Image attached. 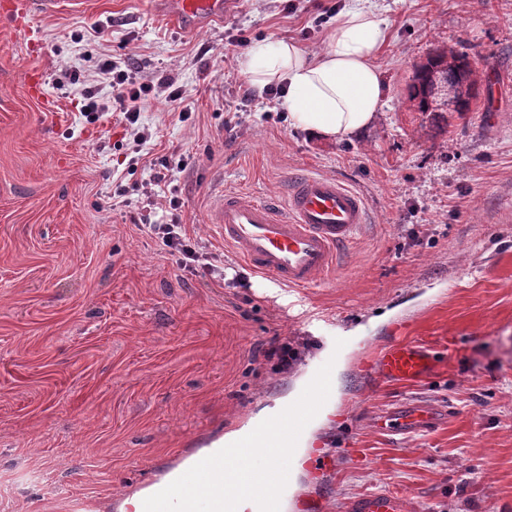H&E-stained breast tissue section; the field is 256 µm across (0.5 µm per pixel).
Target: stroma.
Instances as JSON below:
<instances>
[{"instance_id":"1","label":"stroma","mask_w":512,"mask_h":512,"mask_svg":"<svg viewBox=\"0 0 512 512\" xmlns=\"http://www.w3.org/2000/svg\"><path fill=\"white\" fill-rule=\"evenodd\" d=\"M347 0H238L219 22L173 27L159 0H82L0 19V512H115L185 449L291 403L324 348L334 408L310 428L337 467L331 512L399 492L411 512H512V0H368L386 25V85L372 125L342 142L292 126L281 97L256 96L241 57L260 43L325 49ZM469 55L488 95L471 112L411 111L413 67L434 49ZM137 81L174 79L180 103L150 93L144 151L115 117L81 113L83 90L112 86L99 61ZM38 74L43 98L26 90ZM166 158L191 239L228 253L207 223L221 196L284 202L292 174L332 176L363 195L368 221L331 285L248 286L178 267L120 192ZM426 343L435 368L394 383L363 367L393 336ZM291 339L298 361L264 352ZM425 402L442 419L391 434L377 414Z\"/></svg>"}]
</instances>
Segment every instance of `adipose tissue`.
Returning <instances> with one entry per match:
<instances>
[{
  "label": "adipose tissue",
  "instance_id": "adipose-tissue-1",
  "mask_svg": "<svg viewBox=\"0 0 512 512\" xmlns=\"http://www.w3.org/2000/svg\"><path fill=\"white\" fill-rule=\"evenodd\" d=\"M385 39L379 15L356 4L339 14L323 51L279 40L246 53L239 72L256 92L273 83L285 88L292 126L340 142L366 130L384 104L375 58Z\"/></svg>",
  "mask_w": 512,
  "mask_h": 512
}]
</instances>
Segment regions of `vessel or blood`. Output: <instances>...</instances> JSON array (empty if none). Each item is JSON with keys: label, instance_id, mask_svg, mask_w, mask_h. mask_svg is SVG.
Here are the masks:
<instances>
[{"label": "vessel or blood", "instance_id": "b4317fda", "mask_svg": "<svg viewBox=\"0 0 512 512\" xmlns=\"http://www.w3.org/2000/svg\"><path fill=\"white\" fill-rule=\"evenodd\" d=\"M231 0H172L169 21L187 26L203 14L221 20ZM60 0H0V14L20 21L31 13H57ZM209 222L225 246L235 250L254 271L290 287L323 283L340 247L349 243L367 222L364 197L329 176L300 177L284 208L253 200L238 193L225 195L212 211ZM434 358L422 343L395 339L369 362V373L392 382H417L432 371ZM440 420L436 409L410 403L380 417L388 432L402 434L430 428ZM293 465L316 476L312 489L300 496L298 512H327L326 484L336 470L332 449L306 453L296 448ZM346 512H409L399 493H377L351 499Z\"/></svg>", "mask_w": 512, "mask_h": 512}]
</instances>
